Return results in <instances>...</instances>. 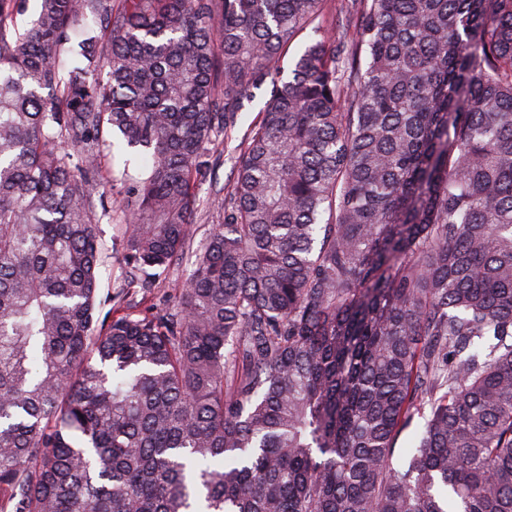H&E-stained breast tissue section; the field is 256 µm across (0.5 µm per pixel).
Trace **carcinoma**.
<instances>
[{"mask_svg": "<svg viewBox=\"0 0 512 512\" xmlns=\"http://www.w3.org/2000/svg\"><path fill=\"white\" fill-rule=\"evenodd\" d=\"M338 2L0 0V512H512V0ZM264 86L191 273L99 318L107 151L154 282ZM423 424L424 420L416 415L411 425L404 429L398 436L393 456L394 465L401 464L406 456V453L412 447H414L421 433Z\"/></svg>", "mask_w": 512, "mask_h": 512, "instance_id": "carcinoma-1", "label": "carcinoma"}]
</instances>
